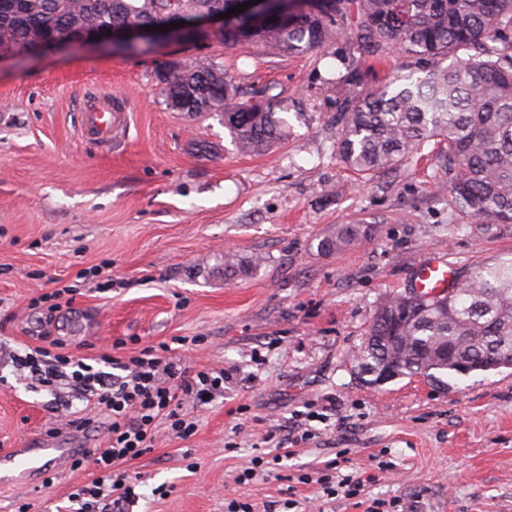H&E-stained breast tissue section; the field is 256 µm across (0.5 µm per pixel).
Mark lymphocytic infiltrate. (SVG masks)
<instances>
[{"label": "lymphocytic infiltrate", "mask_w": 512, "mask_h": 512, "mask_svg": "<svg viewBox=\"0 0 512 512\" xmlns=\"http://www.w3.org/2000/svg\"><path fill=\"white\" fill-rule=\"evenodd\" d=\"M64 346L55 339L46 347H26L11 352L10 362L32 388L53 392L50 410L67 427L85 431L95 426L94 419L74 411L77 400L106 415V447L81 450L72 462L78 469L93 460L98 475L69 499L76 505L74 512L99 500L106 512H127L136 493L121 465L152 448L161 423H168L179 438L190 437L196 423L183 411L185 399L205 401L223 393L228 374L192 370L165 342L120 358L103 354L94 365L65 354Z\"/></svg>", "instance_id": "f902f5d3"}]
</instances>
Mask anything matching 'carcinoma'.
Listing matches in <instances>:
<instances>
[{"mask_svg": "<svg viewBox=\"0 0 512 512\" xmlns=\"http://www.w3.org/2000/svg\"><path fill=\"white\" fill-rule=\"evenodd\" d=\"M275 0L258 10L223 19L224 42L247 40L264 54H300L339 35L360 55L391 44L433 63L398 74L385 87L359 88L354 64L347 66L340 99L336 158L361 175L398 168L426 143L437 140L457 171L451 185L458 207L476 217L512 224V55L495 45L512 31V0H304L285 7ZM241 0H0V43L26 59L34 38L52 52L54 40L74 28H118L175 23L160 40L197 37L202 13H226ZM476 52L463 56L462 50ZM164 102L173 112L215 114L224 119L236 149L264 153L288 139V120L273 98L242 97L224 65L205 56L163 69ZM368 231L343 224L321 240L323 251L351 246ZM450 296L396 295L374 313L357 350V373L377 381L395 359L391 379L422 377L438 388L493 369L491 356H512V259L473 269L452 283ZM404 337L398 353L382 337Z\"/></svg>", "mask_w": 512, "mask_h": 512, "instance_id": "cac0c4a2", "label": "carcinoma"}]
</instances>
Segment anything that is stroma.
I'll use <instances>...</instances> for the list:
<instances>
[{
	"instance_id": "35a3bbf8",
	"label": "stroma",
	"mask_w": 512,
	"mask_h": 512,
	"mask_svg": "<svg viewBox=\"0 0 512 512\" xmlns=\"http://www.w3.org/2000/svg\"><path fill=\"white\" fill-rule=\"evenodd\" d=\"M346 38L301 55L225 45L216 32L149 54L96 46L0 61V341L64 340L77 358L203 337L188 365L224 368L223 396L194 406L188 439L159 425L153 448L124 469L135 484L128 512H512V369L434 389L419 378L378 387L354 373L375 310L409 292L415 265L449 255L458 277L512 256V224L460 210L456 173L431 142L406 166L360 175L337 161L335 80ZM209 56L245 94L272 88L288 107L287 141L266 154L234 149L218 118L167 109L158 66ZM397 48L360 58L363 87L416 68ZM94 93L124 99L126 124L111 142L81 134ZM371 225L370 239L340 252L318 243L337 225ZM101 269L111 289L77 282ZM78 284L82 325L44 317L33 303L54 285ZM0 456L29 442L100 448V435L48 433L51 396L13 379L0 361ZM332 401L325 420L311 401ZM308 431L280 451L278 442ZM279 465L239 482L254 456ZM340 459L339 474H375L362 506L327 497L303 473ZM386 471H379V463ZM95 475L47 465L35 481L0 471V512H70L74 486Z\"/></svg>"
}]
</instances>
